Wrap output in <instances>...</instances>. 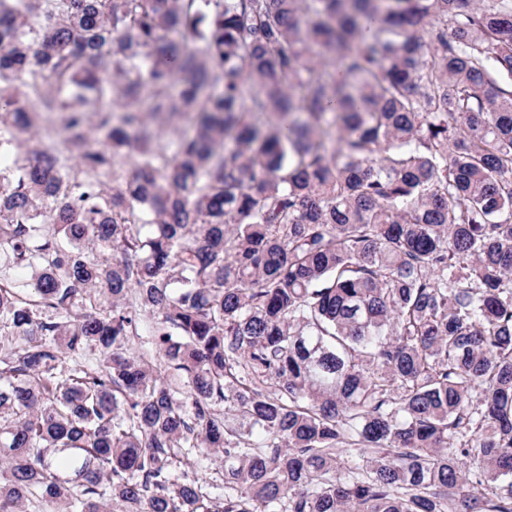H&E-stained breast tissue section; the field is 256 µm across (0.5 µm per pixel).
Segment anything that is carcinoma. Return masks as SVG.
<instances>
[{
  "label": "carcinoma",
  "mask_w": 512,
  "mask_h": 512,
  "mask_svg": "<svg viewBox=\"0 0 512 512\" xmlns=\"http://www.w3.org/2000/svg\"><path fill=\"white\" fill-rule=\"evenodd\" d=\"M0 158V512H512V0H0ZM39 138L47 144H53L59 150L65 152V145L63 143V135L60 130L59 116L45 115L39 125ZM184 470L191 477L198 478L207 487L208 491H213V487H216V485L222 486L224 483V468L210 457L206 458L200 455L198 451L189 453L180 468L175 471V474L179 476Z\"/></svg>",
  "instance_id": "1"
}]
</instances>
